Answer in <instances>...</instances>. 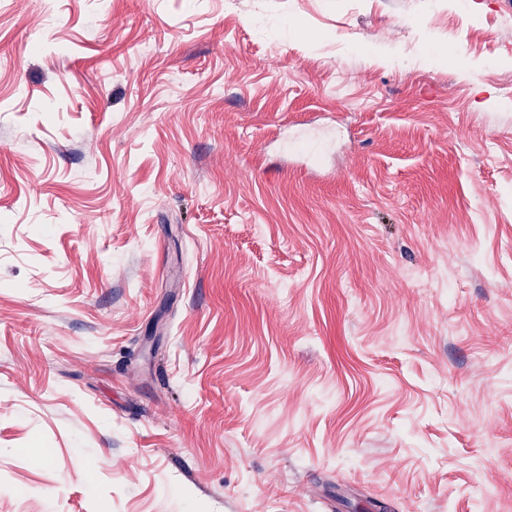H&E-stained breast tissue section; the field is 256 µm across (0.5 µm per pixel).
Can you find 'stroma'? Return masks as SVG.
I'll return each instance as SVG.
<instances>
[{"mask_svg": "<svg viewBox=\"0 0 512 512\" xmlns=\"http://www.w3.org/2000/svg\"><path fill=\"white\" fill-rule=\"evenodd\" d=\"M0 512H512V0H0Z\"/></svg>", "mask_w": 512, "mask_h": 512, "instance_id": "35a3bbf8", "label": "stroma"}]
</instances>
